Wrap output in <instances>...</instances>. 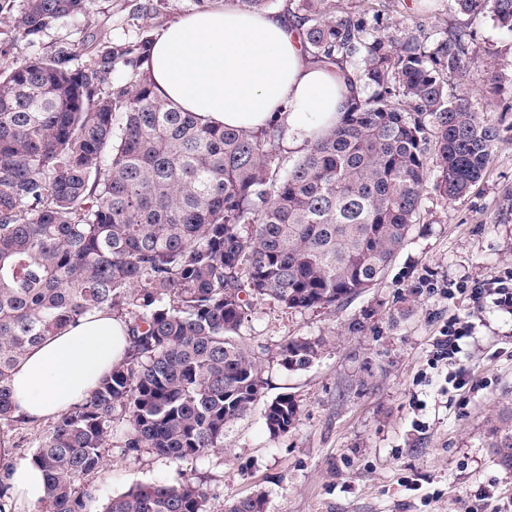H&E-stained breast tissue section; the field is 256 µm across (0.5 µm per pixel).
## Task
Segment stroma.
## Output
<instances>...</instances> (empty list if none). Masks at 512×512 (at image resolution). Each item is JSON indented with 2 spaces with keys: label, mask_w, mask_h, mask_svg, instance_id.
I'll use <instances>...</instances> for the list:
<instances>
[{
  "label": "stroma",
  "mask_w": 512,
  "mask_h": 512,
  "mask_svg": "<svg viewBox=\"0 0 512 512\" xmlns=\"http://www.w3.org/2000/svg\"><path fill=\"white\" fill-rule=\"evenodd\" d=\"M138 2L94 0L89 17L61 22L35 45L16 42L9 58L131 40L144 24L158 30L196 10L193 0H152L145 18ZM351 6L385 31L409 25L434 39L463 37L473 62L462 86L475 110L501 128L489 168L455 201L426 183L419 223L368 291L336 307L261 302L250 313L241 334L266 380L263 398L294 396V430L271 437L255 411L225 432L219 454L175 463L127 450L115 427L92 512L132 486L175 485L187 475L201 481L211 512L259 490L267 512H512V472L485 446L488 420L512 403V311L489 301L474 308L467 292L512 274V84L492 89L495 75L512 65V33L490 13L464 14L450 0ZM428 276L430 290L419 285ZM455 318L471 322V334L452 363H433V344ZM356 320L362 331H351ZM300 336L323 337L324 351L305 370H285L279 348Z\"/></svg>",
  "instance_id": "stroma-1"
}]
</instances>
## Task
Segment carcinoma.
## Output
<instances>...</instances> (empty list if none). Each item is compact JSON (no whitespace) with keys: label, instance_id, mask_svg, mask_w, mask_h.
Segmentation results:
<instances>
[{"label":"carcinoma","instance_id":"cac0c4a2","mask_svg":"<svg viewBox=\"0 0 512 512\" xmlns=\"http://www.w3.org/2000/svg\"><path fill=\"white\" fill-rule=\"evenodd\" d=\"M451 2L465 14L488 9L512 32V0ZM92 3L0 0V13L20 7L13 39L33 44ZM288 12L309 61L340 66L363 96L287 167L281 125H206L155 91L144 68L150 25L132 40L23 62L0 45V424L20 422L10 380L29 350L93 310L128 327L123 359L38 441L31 461L47 488L37 512H90L92 476L121 420L130 451L184 462L223 448L265 386L241 336L253 305L331 307L381 280L420 219L430 154L449 200L485 174L500 130L469 93H448L473 62L462 37L387 33L333 0H289ZM118 67L125 79L115 82ZM324 346L292 339L279 365L304 370ZM261 415L278 437L299 408L283 393ZM487 438L512 472V405ZM207 503L186 477L132 487L103 512H209ZM224 512H267L266 496Z\"/></svg>","mask_w":512,"mask_h":512}]
</instances>
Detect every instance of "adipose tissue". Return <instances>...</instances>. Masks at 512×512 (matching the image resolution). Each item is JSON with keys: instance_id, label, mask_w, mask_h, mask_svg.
Returning <instances> with one entry per match:
<instances>
[{"instance_id": "ef3b65f1", "label": "adipose tissue", "mask_w": 512, "mask_h": 512, "mask_svg": "<svg viewBox=\"0 0 512 512\" xmlns=\"http://www.w3.org/2000/svg\"><path fill=\"white\" fill-rule=\"evenodd\" d=\"M146 67L157 93L202 123L252 131L280 122L301 141L335 126L352 94L338 67L308 62L294 21L230 4L165 24ZM127 341L124 323L95 311L31 349L12 372L15 416L35 424L83 401L122 359ZM11 456L0 439L8 506L33 512L46 476Z\"/></svg>"}]
</instances>
